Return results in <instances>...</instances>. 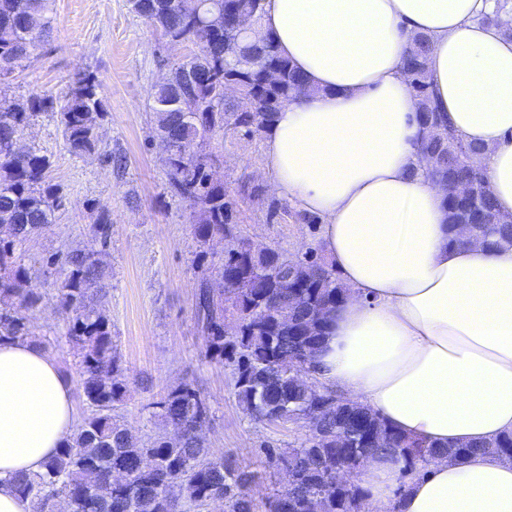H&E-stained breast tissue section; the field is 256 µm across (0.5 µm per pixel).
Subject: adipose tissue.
I'll use <instances>...</instances> for the list:
<instances>
[{
	"label": "adipose tissue",
	"mask_w": 512,
	"mask_h": 512,
	"mask_svg": "<svg viewBox=\"0 0 512 512\" xmlns=\"http://www.w3.org/2000/svg\"><path fill=\"white\" fill-rule=\"evenodd\" d=\"M495 0H265L264 30L313 92L267 133L272 185L319 216L349 296L318 356V380L436 448L512 433V247L450 246L444 194L414 143L408 37L430 39L439 104L512 215V39L481 17ZM72 383L29 341L0 342V512H30L13 474L41 471L75 431ZM399 467L362 471V512H387ZM397 512H512V462L432 459Z\"/></svg>",
	"instance_id": "1"
}]
</instances>
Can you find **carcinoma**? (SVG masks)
I'll list each match as a JSON object with an SVG mask.
<instances>
[{
    "label": "carcinoma",
    "mask_w": 512,
    "mask_h": 512,
    "mask_svg": "<svg viewBox=\"0 0 512 512\" xmlns=\"http://www.w3.org/2000/svg\"><path fill=\"white\" fill-rule=\"evenodd\" d=\"M54 0H0V80L12 75L36 40L49 33ZM131 10L172 43L196 44L198 51L173 64L168 82L154 85L146 108L156 137L170 145L168 183L188 202L194 234L202 244L231 239L224 258L202 270L195 295L198 324L210 359L233 367L234 394L243 411L269 423L284 419L315 429L297 448H268L270 461L286 464L294 480L274 493L264 512H358L364 498L359 485L336 482V471L347 463L365 466L391 457L402 463L399 485L421 473L436 455L425 440L406 437L388 426L370 407L341 399L317 384L297 379L310 370L324 339L328 318L314 321L315 309L333 312L347 289L333 264L314 252L292 259L276 247L254 249L235 233L240 203L261 200L264 190L249 181L231 189L211 182L206 170L212 155L186 158L185 141L206 144L215 134L261 137L276 112L311 93L306 76L285 57L270 34L252 38L264 16L263 0H129ZM512 0H499L485 22L512 37ZM429 38L409 37L403 75L417 101L421 136L418 151L431 157L429 175L436 181L468 182L481 193L480 208L470 211L446 196L449 244L459 224H470L486 247L512 246V222L501 217L486 175L459 151L463 143L436 106L428 70ZM235 82L240 94L252 98V112L238 111V100L224 97V82ZM188 93L202 103L195 118L168 105ZM42 112H55L71 152L91 154L99 142L105 117L97 76L83 71L71 78L59 95L36 94L20 103L0 99V340L33 338L28 313L43 299L24 267L13 261L15 250L57 223L66 201L47 180L50 157L23 142L25 129ZM267 218L291 217L299 224H317L319 217L291 210L287 204L266 202ZM58 268L56 298L70 315L68 341L77 350L74 373L88 413L71 442L51 457L44 471L14 479L16 491L30 499L32 512H57L62 502L69 512H205L223 501L229 512H258L245 489L254 475L229 456H216L199 429L209 421L200 393L187 383L168 390L152 404V417L179 437L154 438L134 434L117 409L129 394V384L107 308L109 267L98 252L72 249L51 256ZM238 333L224 335L228 318ZM385 433L378 448L366 444L368 434ZM476 452L500 458L512 453V434L480 445L448 449L453 458Z\"/></svg>",
    "instance_id": "obj_1"
}]
</instances>
